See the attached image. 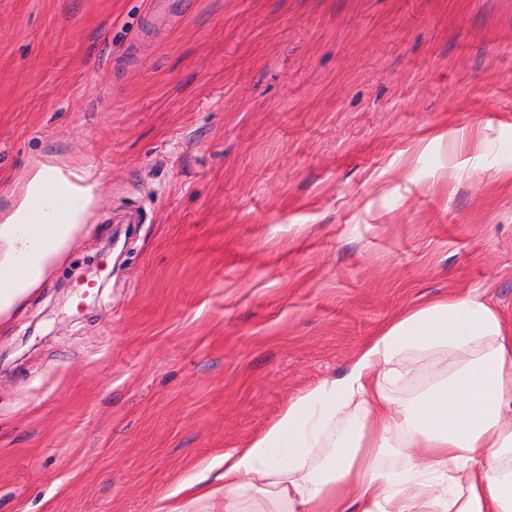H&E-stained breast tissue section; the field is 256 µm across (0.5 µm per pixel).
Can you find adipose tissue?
Here are the masks:
<instances>
[{
    "mask_svg": "<svg viewBox=\"0 0 512 512\" xmlns=\"http://www.w3.org/2000/svg\"><path fill=\"white\" fill-rule=\"evenodd\" d=\"M98 188L91 167L31 163L0 212V319L61 261ZM418 355L436 378L396 399ZM386 448L409 466L381 468ZM217 463L222 489L168 493L160 512H512V324L476 288L402 310L344 376L299 393Z\"/></svg>",
    "mask_w": 512,
    "mask_h": 512,
    "instance_id": "adipose-tissue-1",
    "label": "adipose tissue"
}]
</instances>
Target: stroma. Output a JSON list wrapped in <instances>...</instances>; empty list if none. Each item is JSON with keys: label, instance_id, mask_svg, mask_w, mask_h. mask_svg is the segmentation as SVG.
<instances>
[{"label": "stroma", "instance_id": "35a3bbf8", "mask_svg": "<svg viewBox=\"0 0 512 512\" xmlns=\"http://www.w3.org/2000/svg\"><path fill=\"white\" fill-rule=\"evenodd\" d=\"M38 159L99 201L0 323V512H157L397 312L512 322V0H0V211Z\"/></svg>", "mask_w": 512, "mask_h": 512}]
</instances>
